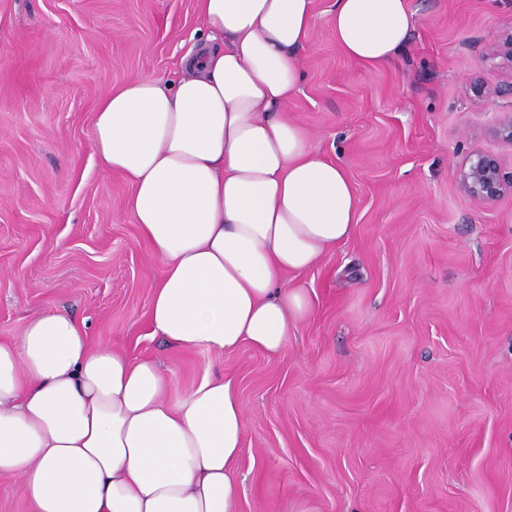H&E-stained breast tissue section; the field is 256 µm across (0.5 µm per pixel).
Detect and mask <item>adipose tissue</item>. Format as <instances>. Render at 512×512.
Here are the masks:
<instances>
[{"label":"adipose tissue","mask_w":512,"mask_h":512,"mask_svg":"<svg viewBox=\"0 0 512 512\" xmlns=\"http://www.w3.org/2000/svg\"><path fill=\"white\" fill-rule=\"evenodd\" d=\"M199 13L205 37L181 77L111 91L93 150L130 183L131 215L162 261L154 334L276 355L312 311L288 278L350 237L357 193L288 116L313 0H199ZM413 24L408 0H334L336 42L366 66L392 62ZM245 427L234 376L205 375L169 402L156 361L91 345L66 312L0 340V474L32 512H236Z\"/></svg>","instance_id":"ef3b65f1"}]
</instances>
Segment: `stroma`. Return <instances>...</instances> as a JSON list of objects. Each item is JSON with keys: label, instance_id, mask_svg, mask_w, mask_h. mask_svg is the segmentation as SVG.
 I'll use <instances>...</instances> for the list:
<instances>
[{"label": "stroma", "instance_id": "obj_1", "mask_svg": "<svg viewBox=\"0 0 512 512\" xmlns=\"http://www.w3.org/2000/svg\"><path fill=\"white\" fill-rule=\"evenodd\" d=\"M314 0L288 114L355 185L350 238L292 277L312 303L286 348L169 347L148 305L161 261L102 170L97 103L135 76L177 80L198 0H0V339L61 309L159 363L175 402L233 375L246 411L238 512H512V195L478 203L476 150L512 171L491 127L512 71L484 59L512 0H408L392 63L348 59Z\"/></svg>", "mask_w": 512, "mask_h": 512}]
</instances>
